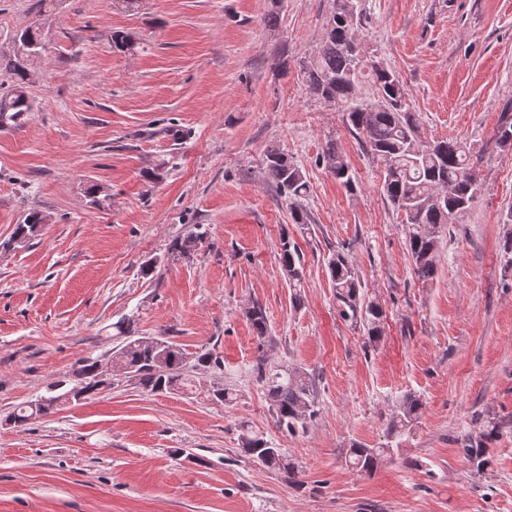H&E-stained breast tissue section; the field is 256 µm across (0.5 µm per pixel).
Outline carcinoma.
I'll use <instances>...</instances> for the list:
<instances>
[{"instance_id":"cac0c4a2","label":"carcinoma","mask_w":512,"mask_h":512,"mask_svg":"<svg viewBox=\"0 0 512 512\" xmlns=\"http://www.w3.org/2000/svg\"><path fill=\"white\" fill-rule=\"evenodd\" d=\"M367 22L365 0H333V9L325 25L315 55L301 66L302 81L318 98L336 105L344 112L349 130L356 134L365 150L384 165L383 193L387 202L405 216L408 224L406 243L421 280L432 278L436 271L439 229L458 221L469 209L480 191L478 175L470 164L465 146L457 140L426 142L420 138L419 115L406 103L407 89L399 77L383 62L369 55L362 36ZM19 37L21 49L0 52V131L23 123L32 111L27 93L37 63L46 50L43 33L27 27ZM370 79L373 97H359L357 88L362 75ZM320 161L345 187L353 191L356 182L343 154L333 141L327 142ZM269 181L280 196L292 206L296 224L307 223V213L295 206L306 193V182L296 164L280 149L270 150L265 159ZM45 217L31 209L22 223L15 225L12 241L24 242L36 235ZM204 236L200 225L171 244L174 256L189 254ZM282 267L289 287L301 281V255L295 242L283 235L279 243ZM328 272L336 288L339 314L366 331L369 341L382 335L383 310L380 304L366 298L354 269L343 251H336L328 261ZM258 339L267 335V319L259 305L247 311ZM121 341L112 351V367L124 371L130 379L152 393H191L195 381L190 379L183 357L185 352L175 342L162 338L148 343L132 332L127 319L117 326ZM98 361L82 358L76 362L74 387L89 397L105 384L97 373ZM269 409L278 430L295 435L306 432L317 416L312 399V385L307 376L295 369H259ZM52 395L27 402L15 408L6 421L17 427L51 413L61 402H70L72 389L64 384L48 386ZM422 402L414 395L403 397L390 421V430L400 432L419 416ZM499 430L488 423L478 437L462 438L465 457L481 471L487 466V442ZM241 452L265 467L294 481L298 471L284 450L263 437L243 433ZM386 449L353 444L348 450L352 469L370 474L382 460Z\"/></svg>"}]
</instances>
